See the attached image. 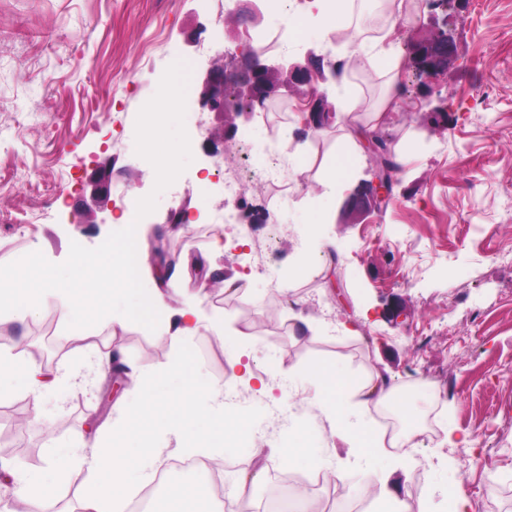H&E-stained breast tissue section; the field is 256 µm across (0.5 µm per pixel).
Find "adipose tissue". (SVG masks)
<instances>
[{"label": "adipose tissue", "instance_id": "adipose-tissue-1", "mask_svg": "<svg viewBox=\"0 0 512 512\" xmlns=\"http://www.w3.org/2000/svg\"><path fill=\"white\" fill-rule=\"evenodd\" d=\"M121 223L133 225V232L121 242L105 246L104 260L88 263L74 258L70 267L71 285L59 287L56 270L36 260L24 272H17L14 261L0 257V271L6 275L0 282V322L23 318L28 312L57 302L72 309L84 319L82 327L73 329L70 336L74 349L91 353L90 366L97 374L111 371L114 357L111 350H99L91 343L89 322L102 321L111 329H125L129 320L164 318L173 332L174 358L164 376L177 379L180 402L172 405L158 393L161 377L131 370V384L139 392L135 408L119 407L118 416L110 429L93 438L90 456L76 454L60 462L51 463L49 475L33 474L19 478L18 500L29 512H37L41 500L48 494L54 481L80 479L83 489L82 512H111L109 490H120L127 485L142 487L155 478L154 465L162 450L157 437L163 432L174 433L181 452L200 459L207 458L217 448L232 447L230 428L236 416L209 415L198 407V400L223 406L224 392L203 383L191 369L192 341L200 337L199 315L192 306L174 309L164 300L160 289L154 288V273L136 260L142 227L136 226L134 213L121 216ZM141 292L140 304L128 311L113 307L117 294ZM24 379L28 392L41 395L58 382L80 389L85 375L73 372L57 376L44 370L29 352L13 354L0 351V394L10 390L16 379ZM310 381L316 389V405L328 424L331 434L348 445L352 452H366L371 456L388 455L390 448L411 446L414 431H406L393 442H385L373 432L358 435L353 417L363 415L371 404L385 402L391 392L382 383H361L341 365H318L311 372ZM398 471L368 468L365 485L376 491L377 512H428L427 495H403L398 491ZM155 512H209L202 486L193 480L169 483L166 494Z\"/></svg>", "mask_w": 512, "mask_h": 512}]
</instances>
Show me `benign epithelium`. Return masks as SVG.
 Wrapping results in <instances>:
<instances>
[{"label":"benign epithelium","instance_id":"1","mask_svg":"<svg viewBox=\"0 0 512 512\" xmlns=\"http://www.w3.org/2000/svg\"><path fill=\"white\" fill-rule=\"evenodd\" d=\"M453 53V44L445 34L413 47L416 63L425 75L446 69ZM224 58V64H213L200 75L199 105L202 109L224 113L225 92L232 86L238 98L245 102L239 109L242 116H249L252 111L250 103L262 97L277 96L295 100L300 111L306 113L305 123L313 130L333 119L334 113L329 111L327 95L320 90L319 84L326 82L329 75L336 76V63L329 61L327 65L320 64L313 69L286 58L270 63L262 53L251 47L248 35L239 40L235 49L224 50ZM326 68L330 71L328 75L324 72ZM369 174V194L365 197L359 193L352 194L348 200L350 207L363 209L374 205L382 208L391 201L397 170L374 167ZM111 183L112 163L105 161L97 164L89 180L91 192L88 207H105Z\"/></svg>","mask_w":512,"mask_h":512}]
</instances>
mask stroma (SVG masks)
Segmentation results:
<instances>
[{
  "label": "stroma",
  "instance_id": "stroma-1",
  "mask_svg": "<svg viewBox=\"0 0 512 512\" xmlns=\"http://www.w3.org/2000/svg\"><path fill=\"white\" fill-rule=\"evenodd\" d=\"M286 17L263 11L248 23L264 38L267 56L314 64L344 61L337 80L357 92L368 127L392 138L408 162L383 212L355 214L338 205L330 224L311 223L322 201L323 169L337 150L351 148L359 180L371 166L359 133L346 125L308 131L299 112L254 113L251 121L194 110L181 113L165 136L178 158L171 174L146 147L157 113L145 108L179 64L203 69L228 47L242 26L233 0H0V255L37 256L68 280L70 263L93 262L103 247L122 241L128 225L117 218L133 197L147 232L139 243L149 267L163 265L178 289L174 308L197 306L202 317H224L225 340L201 339L194 360L205 380L227 382L225 359L236 354L257 380L238 385L245 422L238 452L220 455L224 495L237 496L242 471L262 465L250 490L253 512L288 472L319 481L314 512H339L341 486L328 474L347 464L361 484L366 462L355 461L333 438L313 406L312 363L343 364L362 382L384 376L396 393L401 425L433 427L408 454L404 491L428 493L429 512H451L448 487L461 482L471 512H512V0H452L448 8L423 4L411 23L396 27L398 66L362 71L348 63L352 37L372 32L361 11L293 33L309 0H288ZM454 44L446 71L428 78L409 59V44L438 32ZM403 95L396 110L381 111L388 81ZM286 132L306 160L301 182L283 176L252 190L235 222L224 226V249L211 251L207 229L223 224L224 169L258 130ZM111 160L112 206L85 211L95 163ZM63 196L50 210L40 191ZM188 210L192 223L165 233L171 210ZM276 237L279 260L257 272V250ZM335 241L334 253L308 249L313 237ZM47 334L36 331L43 311L0 326V349L50 348L75 325L67 308ZM317 335L299 333L295 314ZM92 341L108 345L140 370L163 372L174 349L162 322H133L118 335L95 323ZM243 338L230 342V335ZM107 379L88 373L83 389L58 385L31 411L20 436L33 456L9 459L21 473L42 471L61 448L79 446L133 399L130 388L103 406ZM302 426L307 454L287 460L269 453L254 463L247 447L281 445ZM468 433L475 445L451 447L444 426Z\"/></svg>",
  "mask_w": 512,
  "mask_h": 512
}]
</instances>
